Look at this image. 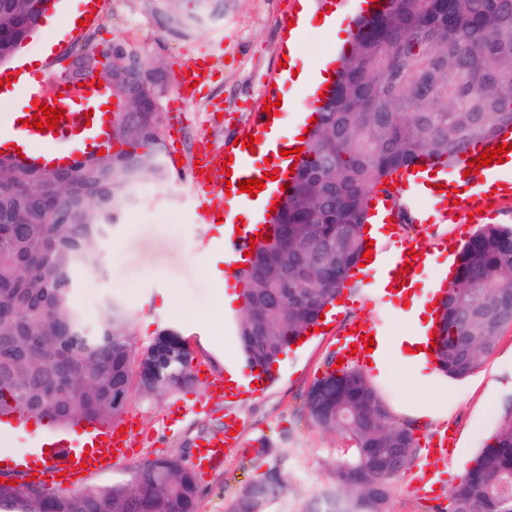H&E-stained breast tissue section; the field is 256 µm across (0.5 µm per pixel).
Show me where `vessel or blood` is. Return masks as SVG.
I'll list each match as a JSON object with an SVG mask.
<instances>
[{
    "label": "vessel or blood",
    "instance_id": "obj_1",
    "mask_svg": "<svg viewBox=\"0 0 512 512\" xmlns=\"http://www.w3.org/2000/svg\"><path fill=\"white\" fill-rule=\"evenodd\" d=\"M17 82L30 90L38 103L63 110L65 117L59 120L56 130L40 132L23 126L16 116H9L0 124V153L23 155L25 160L46 165L63 164L93 153L97 148L107 146L106 113L86 114L78 107L80 100L87 98V90L66 83L59 78L46 82L43 74L35 69L22 68L14 75ZM272 125L267 113H252L247 131L255 139L253 148L224 144L221 146L201 147L197 162L193 164L186 179L191 195L197 205L202 223H215L218 216H230L239 210H254L257 194L240 191V181L252 178L262 179L265 171L280 168L281 150L300 147L301 142L293 136H284L268 140L267 134ZM271 152L270 163L260 162L258 151ZM230 168L236 183L227 186L220 172ZM491 166L478 168L470 175L468 182L473 192L461 198L458 208L462 213H475L482 207L483 195L480 191L486 178L490 176ZM273 227L268 223H249L241 225L239 233L216 241H203V248L215 247L234 256H243L249 251L252 238L271 234ZM373 325H361L358 332L344 334L336 342V355L343 358L345 367L361 364L366 351L363 335L372 333ZM27 416L19 410L5 409L0 412V440L10 438L25 427ZM235 416H227L223 430L202 437L196 444L194 464L198 471L210 470L221 461L224 450L236 444L232 431L237 425ZM137 417L131 416L121 421L95 422L79 420L64 430L47 428L42 434L31 440L27 449L14 455H1L0 463L7 466L24 468L33 474L36 482L51 488L61 482H73L82 473L102 474L111 471L115 460L128 459L136 455ZM448 462V450L443 443L433 448L411 466L412 482L422 495L435 493L441 467Z\"/></svg>",
    "mask_w": 512,
    "mask_h": 512
}]
</instances>
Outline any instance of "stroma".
Segmentation results:
<instances>
[{"mask_svg":"<svg viewBox=\"0 0 512 512\" xmlns=\"http://www.w3.org/2000/svg\"><path fill=\"white\" fill-rule=\"evenodd\" d=\"M326 9L325 0H311L307 8L311 21L300 37L303 65L314 66L318 57L333 53L337 46L319 18ZM289 14L283 0H227L223 17L209 20L202 36L174 41L163 37L156 20L140 11L137 0H104L95 22L76 34H65L41 67L56 74L60 58L67 53L118 38L129 40L146 61L165 65L170 73L178 64L207 58L208 77L183 109L170 111L174 98L170 91L159 102L165 140L178 144L180 160L187 167L202 140L221 143L236 138L250 113L267 101L268 85L278 77V63L287 51ZM393 193L409 210L425 215L428 223L395 225L387 250L404 244L430 249L442 242L462 244L477 229L473 223L460 226L455 210L430 196H410L399 185ZM215 235L210 225L200 222L184 176L171 173L163 182L140 187L135 203L114 225L111 239L96 247L93 280L77 279L75 297L87 322H95L100 309L111 301L130 315L134 350H143L161 328L173 325L190 340L197 364L224 375L232 369L245 370L237 342L240 314L224 312L215 283L199 271L200 241ZM379 275L376 269L355 272L327 328L281 356L270 384L260 394L219 402L209 397L198 379L156 400L131 392L127 409L139 418L140 459L174 452L192 456L195 438L220 429L231 413L240 422L239 441L225 449L219 465L203 474L200 512H224L241 484L273 465L286 472L289 492L272 505L271 512H287L301 498L319 491L327 483V469L335 462L342 440L310 425L304 398L335 356L338 336L351 324L363 322L390 336L413 329L402 301L381 303L370 296ZM166 294L173 305H163ZM368 377L394 417L413 422L419 448L444 438L451 460L472 459L491 434L502 404L512 397V327L503 332L495 352L475 373L459 381L445 380L444 391L415 374L395 378L372 371ZM176 398L196 403L199 412L170 427L163 417ZM441 401L447 404V419H415L417 406ZM261 437L272 450L259 462L253 448ZM456 483L452 475H445L435 495L422 496L406 480H398L392 512H432L445 503Z\"/></svg>","mask_w":512,"mask_h":512,"instance_id":"obj_1","label":"stroma"}]
</instances>
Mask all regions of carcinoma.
I'll return each mask as SVG.
<instances>
[{
    "instance_id": "carcinoma-1",
    "label": "carcinoma",
    "mask_w": 512,
    "mask_h": 512,
    "mask_svg": "<svg viewBox=\"0 0 512 512\" xmlns=\"http://www.w3.org/2000/svg\"><path fill=\"white\" fill-rule=\"evenodd\" d=\"M172 40L197 37L224 0H138ZM49 0H0V63L10 60L48 11ZM104 67L127 78L125 57ZM141 62L134 83L144 107L117 112L112 142L122 148L76 165L62 180L53 224L36 194L42 171L18 179L0 161V407L69 425L121 416L138 387L155 399L193 382L194 351L174 327L141 352L118 305L103 307L91 326L73 300L76 274L93 263L104 229L119 223L138 186L167 177L158 110L166 79ZM512 128V0H383L356 22L333 90L318 108L305 157L278 209L275 231L254 249L241 277L238 337L251 367L268 372L279 355L318 323L346 287L365 250L373 192L423 160L454 166L481 142ZM288 265V287L271 260ZM66 267L67 279L54 280ZM512 326V224H483L463 245L439 309L436 359L462 380L495 351ZM308 421L348 442L329 470V486L294 512H391L393 482L418 448L410 425L395 420L359 367L329 371L309 388ZM512 479V399L448 491L445 512H512L498 484ZM288 492L278 466L242 484L224 512H270ZM202 489L181 454L147 459L118 481L93 486L86 499L34 482L0 486V512H199Z\"/></svg>"
}]
</instances>
